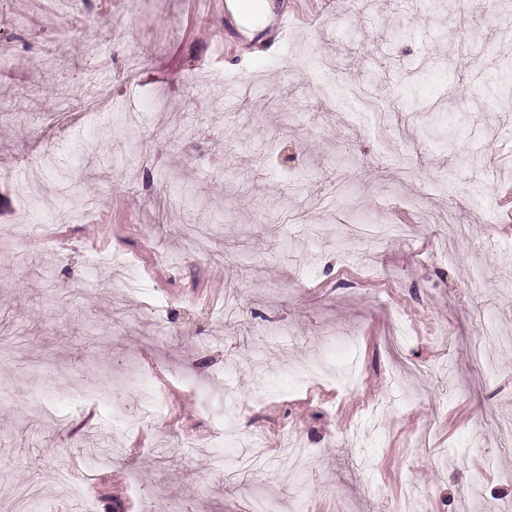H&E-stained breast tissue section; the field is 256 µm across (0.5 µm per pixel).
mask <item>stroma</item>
<instances>
[{
    "label": "stroma",
    "instance_id": "stroma-1",
    "mask_svg": "<svg viewBox=\"0 0 512 512\" xmlns=\"http://www.w3.org/2000/svg\"><path fill=\"white\" fill-rule=\"evenodd\" d=\"M1 45L0 512L512 499V0H0Z\"/></svg>",
    "mask_w": 512,
    "mask_h": 512
}]
</instances>
